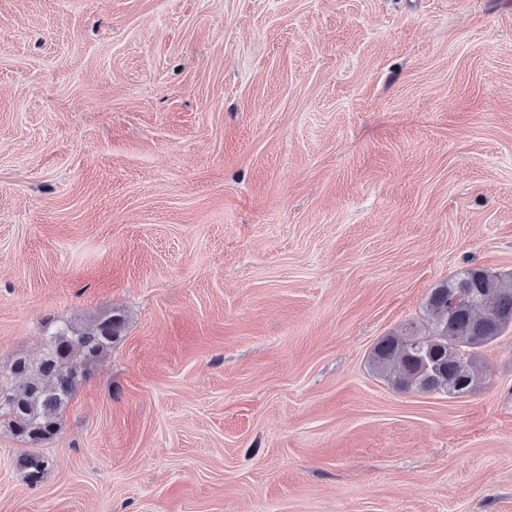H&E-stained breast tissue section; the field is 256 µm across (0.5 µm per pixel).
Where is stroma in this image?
<instances>
[{
    "label": "stroma",
    "instance_id": "1",
    "mask_svg": "<svg viewBox=\"0 0 512 512\" xmlns=\"http://www.w3.org/2000/svg\"><path fill=\"white\" fill-rule=\"evenodd\" d=\"M475 266L512 0H0V368L124 319L0 512H512V329L464 397L369 365ZM17 464L22 470H25L27 478L31 483L39 481L47 466L44 457L35 452L21 455L17 460Z\"/></svg>",
    "mask_w": 512,
    "mask_h": 512
}]
</instances>
